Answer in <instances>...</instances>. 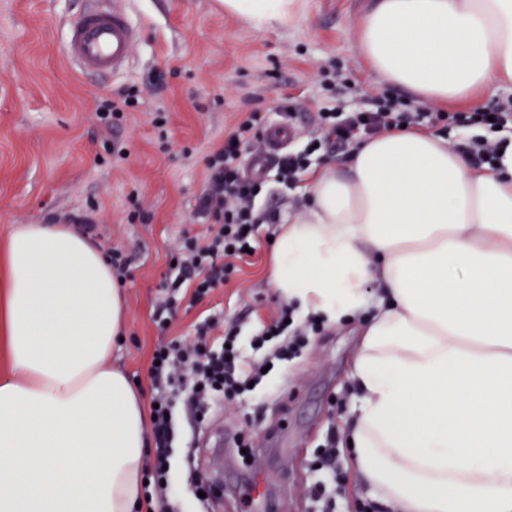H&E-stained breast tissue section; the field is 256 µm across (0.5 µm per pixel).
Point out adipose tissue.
<instances>
[{"label":"adipose tissue","instance_id":"adipose-tissue-1","mask_svg":"<svg viewBox=\"0 0 512 512\" xmlns=\"http://www.w3.org/2000/svg\"><path fill=\"white\" fill-rule=\"evenodd\" d=\"M257 26L305 0H222ZM363 54L424 101L512 80V0H371ZM272 242L301 317L362 314L347 429L387 512H512V146L490 169L428 134L364 141L310 179ZM127 305L105 250L67 224L0 241V512H134L148 426L112 364Z\"/></svg>","mask_w":512,"mask_h":512}]
</instances>
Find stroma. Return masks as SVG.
Wrapping results in <instances>:
<instances>
[{
    "label": "stroma",
    "mask_w": 512,
    "mask_h": 512,
    "mask_svg": "<svg viewBox=\"0 0 512 512\" xmlns=\"http://www.w3.org/2000/svg\"><path fill=\"white\" fill-rule=\"evenodd\" d=\"M88 0H0V238L17 224L67 223L86 214L88 237L129 258L123 288L128 325L112 362L141 387L158 336L151 315L168 269L170 242L180 233L205 232L194 212L203 191L204 159L219 147L241 112L265 109L280 121L283 97L312 107L320 94L315 65L332 61L363 89L386 81L363 57L356 23L369 0H308L287 25L257 27L225 15L219 0H125L143 30L128 71L103 80L74 72L62 54L66 19ZM163 74L165 86L112 128H101V97ZM166 125L157 129L155 113ZM123 146L118 155L104 141ZM149 218L129 223L130 195ZM274 227L261 225L257 252L237 280L197 306L181 304L174 333L189 337L211 315L236 324L247 359L255 336L282 300L268 276ZM358 319L324 325L295 358L279 364L254 390L217 406L200 424L179 420L172 499L174 512H199L185 481L187 464L210 475L209 512H251L242 499L251 473L266 480L271 512H322L310 491L326 473L315 460L328 442L340 457L333 512H384L358 489L344 425L352 416L350 373L359 339ZM243 436L257 448L246 466L236 446Z\"/></svg>",
    "instance_id": "1"
}]
</instances>
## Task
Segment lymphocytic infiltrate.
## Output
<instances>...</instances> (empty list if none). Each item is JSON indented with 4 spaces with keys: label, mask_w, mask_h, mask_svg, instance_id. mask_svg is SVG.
I'll use <instances>...</instances> for the list:
<instances>
[{
    "label": "lymphocytic infiltrate",
    "mask_w": 512,
    "mask_h": 512,
    "mask_svg": "<svg viewBox=\"0 0 512 512\" xmlns=\"http://www.w3.org/2000/svg\"><path fill=\"white\" fill-rule=\"evenodd\" d=\"M318 75L327 98L308 121L300 148L288 151L271 173L251 175L245 165L248 148L263 145L256 132L262 122L258 112H250L227 131L223 145L204 159L205 183L198 199L196 216L208 230L203 236L182 234L171 254L172 277L162 288L153 321L162 339L156 346L155 362L149 367V422L155 448L147 453L144 467L146 512H171L174 487L169 480L177 429V409L203 419L215 401L246 391L249 383H261L262 368L288 361L301 350L310 333L320 328V320L307 318L299 326L290 325L295 308L283 304L277 315L257 336L253 349L263 351L261 361L242 368L243 354L236 342L237 331L220 330L218 321L201 322L193 339L169 337L172 315L182 291L192 302H200L212 290L231 280L239 261L253 247L255 229L264 220L257 211L260 191L269 183L289 186L311 165L317 148L346 146L385 131L409 125L423 131H441L452 126L481 128V136L466 146L469 153L489 167H497L501 153L511 142L496 137V130H512V100L487 111L447 112L402 102L385 93L365 94L362 107L346 109L345 99L356 93L353 79L330 65L320 64Z\"/></svg>",
    "instance_id": "1"
}]
</instances>
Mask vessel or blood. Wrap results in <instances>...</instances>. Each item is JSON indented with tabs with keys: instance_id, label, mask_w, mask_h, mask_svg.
I'll use <instances>...</instances> for the list:
<instances>
[{
	"instance_id": "obj_1",
	"label": "vessel or blood",
	"mask_w": 512,
	"mask_h": 512,
	"mask_svg": "<svg viewBox=\"0 0 512 512\" xmlns=\"http://www.w3.org/2000/svg\"><path fill=\"white\" fill-rule=\"evenodd\" d=\"M65 27L64 54L82 75L117 76L131 67L141 31L117 0L72 15Z\"/></svg>"
}]
</instances>
